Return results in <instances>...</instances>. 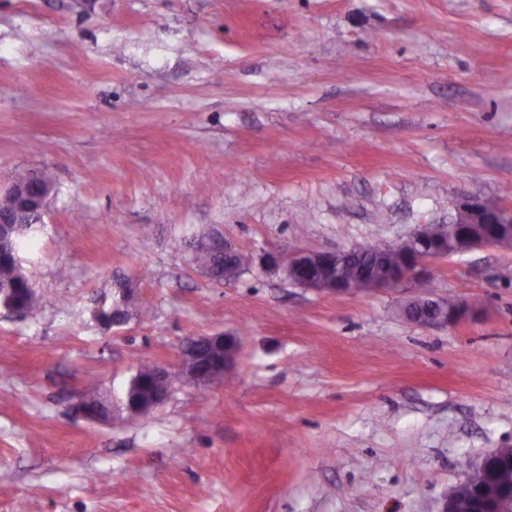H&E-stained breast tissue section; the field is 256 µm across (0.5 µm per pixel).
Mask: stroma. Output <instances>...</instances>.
<instances>
[{"mask_svg": "<svg viewBox=\"0 0 512 512\" xmlns=\"http://www.w3.org/2000/svg\"><path fill=\"white\" fill-rule=\"evenodd\" d=\"M20 170L53 189L20 250L39 305L0 313V512H441L460 458L512 447V248L357 294L192 261L512 206V0H0V190ZM122 288L149 314L104 328ZM426 292L478 311L406 321ZM215 333L230 383L70 415ZM207 250L214 252V253H220L224 255V266L231 268L233 266V262L236 261L237 257L239 256V253H241L238 249L232 247L228 243H226L223 239H214L210 243H207V246H205ZM247 258L246 256H242L237 259L236 262V269L237 271H240L238 274V278H240L244 273L247 272ZM210 344H222L224 347V357L218 363V366L224 367V374L226 375L235 365L238 345L236 340L231 336H224V334L217 333L212 336H206L205 339Z\"/></svg>", "mask_w": 512, "mask_h": 512, "instance_id": "35a3bbf8", "label": "stroma"}]
</instances>
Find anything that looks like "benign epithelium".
<instances>
[{"label":"benign epithelium","mask_w":512,"mask_h":512,"mask_svg":"<svg viewBox=\"0 0 512 512\" xmlns=\"http://www.w3.org/2000/svg\"><path fill=\"white\" fill-rule=\"evenodd\" d=\"M46 201L27 194L23 187L14 183L0 192V224L18 223V214L32 215L30 223L41 220ZM434 247L427 254H418L416 249L422 240L421 232L414 231L396 248L404 250L411 257L409 266L400 274L388 275L381 279H369L361 288H351L336 273V268L325 264V253L300 248L285 250L273 247L264 253L262 263L271 269H280L295 285L302 288L328 293H366L390 288L401 280L424 276L428 265L438 259L474 250L498 247L512 239V207L490 208L474 197H460L456 202V217L449 224L431 225ZM206 249L224 255V265L232 267L239 256V250L222 239H214ZM439 299L431 295L419 296L407 304L403 315L407 321L425 327H448L460 323L470 313V308L460 303L448 310L438 306ZM210 344H222L224 357L219 366L229 372L235 365L238 345L231 336L217 333L205 337ZM69 411L77 418L88 422L103 423L105 417L93 411L82 397H76L69 405ZM504 449L495 448L487 453L480 465L494 470L490 486L481 491L480 505L467 503L454 493H449L442 512H512V460L500 463Z\"/></svg>","instance_id":"1"}]
</instances>
